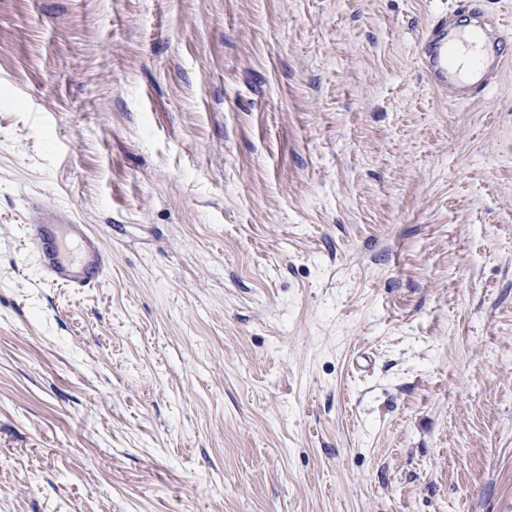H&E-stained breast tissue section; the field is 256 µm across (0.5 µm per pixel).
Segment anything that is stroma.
I'll list each match as a JSON object with an SVG mask.
<instances>
[{"mask_svg":"<svg viewBox=\"0 0 512 512\" xmlns=\"http://www.w3.org/2000/svg\"><path fill=\"white\" fill-rule=\"evenodd\" d=\"M451 2L0 0V512H512V68L428 86ZM27 237L37 255L41 276L65 288H97L105 279L110 257L97 239L84 230L74 213L68 209L47 207L36 198L26 200ZM67 237L78 241L81 259L66 256Z\"/></svg>","mask_w":512,"mask_h":512,"instance_id":"obj_1","label":"stroma"}]
</instances>
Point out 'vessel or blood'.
Wrapping results in <instances>:
<instances>
[{"label":"vessel or blood","instance_id":"vessel-or-blood-1","mask_svg":"<svg viewBox=\"0 0 512 512\" xmlns=\"http://www.w3.org/2000/svg\"><path fill=\"white\" fill-rule=\"evenodd\" d=\"M457 8L437 15L424 30L417 56L428 85L449 102L462 104L495 83L512 54L504 46L512 43V25L490 14H473L471 30L458 24ZM31 218L27 237L37 255L41 276L66 288H95L105 279L110 258L94 236L86 233L68 209L47 207L27 199ZM78 241L80 260L67 258V238Z\"/></svg>","mask_w":512,"mask_h":512}]
</instances>
